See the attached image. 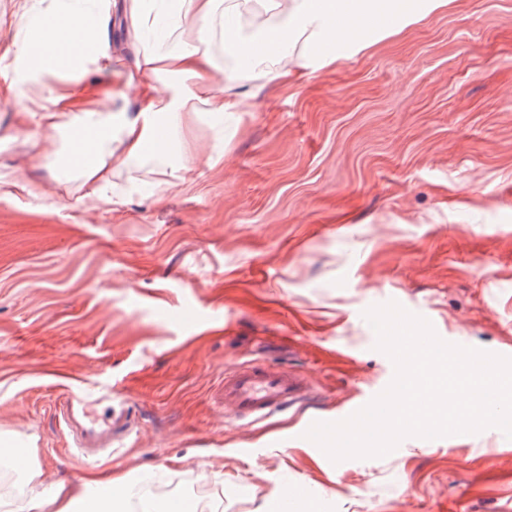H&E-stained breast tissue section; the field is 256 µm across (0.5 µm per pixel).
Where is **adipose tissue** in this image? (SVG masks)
Returning a JSON list of instances; mask_svg holds the SVG:
<instances>
[{
	"label": "adipose tissue",
	"instance_id": "obj_1",
	"mask_svg": "<svg viewBox=\"0 0 512 512\" xmlns=\"http://www.w3.org/2000/svg\"><path fill=\"white\" fill-rule=\"evenodd\" d=\"M264 22L252 28L239 21L238 0H174L176 21L163 41L143 47L136 72L141 93L135 111L57 112L59 93L46 92L39 78L78 74L95 62L96 47L86 33L110 14L112 0H92L87 11L51 10L25 25L16 59L27 72L10 81L8 97L39 113L61 145L50 158L83 183L102 179L108 166L130 168L151 161L187 178L194 159L185 136L189 117L251 111L253 95L241 90L243 77L263 83L300 81L368 51L419 21L442 12L448 0H258ZM80 52H73L76 41ZM164 139H156L157 129ZM106 493L101 512H127L133 489L122 479L93 475L76 484H56L50 494L33 493L24 512H76L88 489Z\"/></svg>",
	"mask_w": 512,
	"mask_h": 512
}]
</instances>
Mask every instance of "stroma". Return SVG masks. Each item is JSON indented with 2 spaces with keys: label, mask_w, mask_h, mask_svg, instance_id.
I'll use <instances>...</instances> for the list:
<instances>
[{
  "label": "stroma",
  "mask_w": 512,
  "mask_h": 512,
  "mask_svg": "<svg viewBox=\"0 0 512 512\" xmlns=\"http://www.w3.org/2000/svg\"><path fill=\"white\" fill-rule=\"evenodd\" d=\"M129 2L95 24L105 67L57 79L69 109L134 111L138 84L112 96L137 48ZM50 5L84 2L0 0V69L17 14ZM242 87L253 111L189 120L191 177L115 168L101 192L120 200L97 205L50 166L52 133L0 92V436L28 455L14 505L103 471L198 489L205 512H502L512 439L494 429L336 464L294 431L390 378L371 306L395 299L446 342L512 349V0H451L310 78ZM259 356L313 394L227 424L224 370ZM63 384L124 390L120 459L73 455Z\"/></svg>",
  "instance_id": "obj_1"
}]
</instances>
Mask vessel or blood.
Listing matches in <instances>:
<instances>
[{
	"instance_id": "b4317fda",
	"label": "vessel or blood",
	"mask_w": 512,
	"mask_h": 512,
	"mask_svg": "<svg viewBox=\"0 0 512 512\" xmlns=\"http://www.w3.org/2000/svg\"><path fill=\"white\" fill-rule=\"evenodd\" d=\"M310 391L309 382L299 372L253 359L225 369L224 413L238 425L251 426L300 403ZM61 398L64 421H71L78 415L85 420V442L78 450L79 455H93L98 448L112 453V443L120 438L126 411L97 420L93 417L97 404L95 398L68 387L63 389Z\"/></svg>"
}]
</instances>
